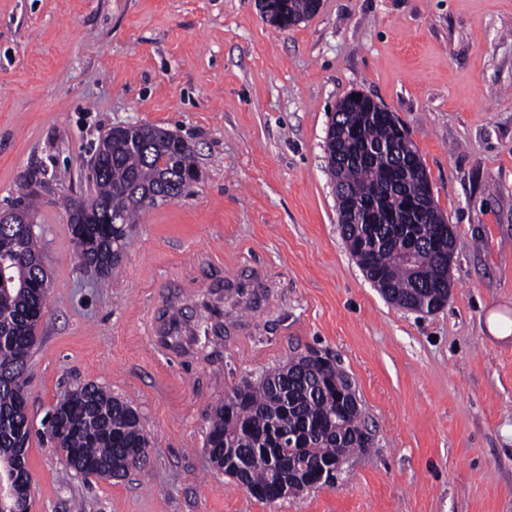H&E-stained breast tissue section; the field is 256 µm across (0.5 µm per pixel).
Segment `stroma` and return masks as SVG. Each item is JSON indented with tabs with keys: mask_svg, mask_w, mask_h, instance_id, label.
Masks as SVG:
<instances>
[{
	"mask_svg": "<svg viewBox=\"0 0 512 512\" xmlns=\"http://www.w3.org/2000/svg\"><path fill=\"white\" fill-rule=\"evenodd\" d=\"M359 91L403 122L451 225L447 305L388 303L341 236L325 141ZM187 140L199 179L133 224L108 282L62 197L116 126ZM49 275L27 364L30 512H512V0H322L280 30L257 0H0V211L27 185ZM224 299L220 349L157 345L170 308ZM315 347L351 377L373 445L338 481L272 503L215 473L211 408ZM94 383L135 408L144 471L69 469L48 410Z\"/></svg>",
	"mask_w": 512,
	"mask_h": 512,
	"instance_id": "obj_1",
	"label": "stroma"
}]
</instances>
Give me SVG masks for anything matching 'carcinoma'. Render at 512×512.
I'll list each match as a JSON object with an SVG mask.
<instances>
[{
	"label": "carcinoma",
	"instance_id": "carcinoma-1",
	"mask_svg": "<svg viewBox=\"0 0 512 512\" xmlns=\"http://www.w3.org/2000/svg\"><path fill=\"white\" fill-rule=\"evenodd\" d=\"M314 2L283 0L274 25H297L317 12ZM346 113L334 134L327 135L328 169L346 189L350 204H367L375 216L371 224L342 225L346 246L381 294L429 308L443 297L449 267L440 262L441 246L434 242L439 225L421 216V183L428 176L418 149L369 98L347 99ZM101 143L108 151L92 180L100 209L88 217L76 200H67L66 207L72 235H81L78 258L100 268V279L106 281L137 213L185 195L184 165L196 160V154L180 136L147 125L116 127ZM351 144L370 149L394 145L399 163L387 155L368 163L336 161L338 152ZM34 195L31 191L18 198L23 207L16 223L0 224V266L7 269L0 293L10 292L0 312V475L6 483L15 470L27 466L32 428L21 394L27 393V362L46 307L47 291L37 288L45 278L38 236L23 225L33 213ZM406 243L416 248L413 266L401 252ZM53 412L63 428L58 442L62 453H74L91 467L110 468L118 477L145 467L150 442L139 414L102 387L88 384L72 391ZM361 415L349 376L331 362L318 365L301 355L244 383L233 399L218 402L210 412L205 447L218 456V471L261 490L251 498L274 502L287 497V488L319 482L318 467L336 459L339 451L369 447L371 436ZM281 432L296 435L293 447L277 441ZM269 448L295 459L291 475L276 477ZM244 457L252 463L240 474L232 465Z\"/></svg>",
	"mask_w": 512,
	"mask_h": 512
}]
</instances>
